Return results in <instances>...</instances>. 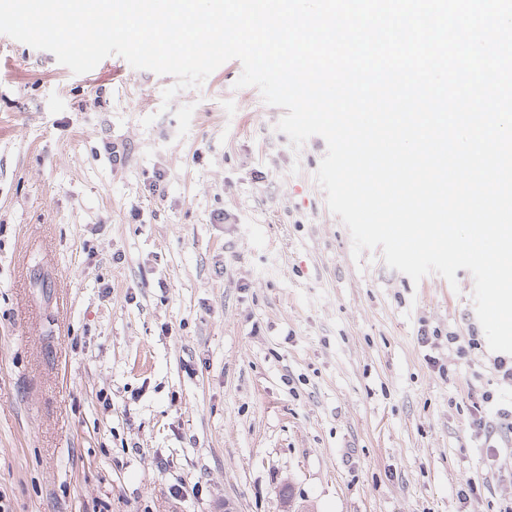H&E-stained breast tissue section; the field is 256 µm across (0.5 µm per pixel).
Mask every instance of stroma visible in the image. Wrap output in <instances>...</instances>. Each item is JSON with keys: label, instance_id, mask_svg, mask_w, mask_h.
I'll list each match as a JSON object with an SVG mask.
<instances>
[{"label": "stroma", "instance_id": "stroma-1", "mask_svg": "<svg viewBox=\"0 0 512 512\" xmlns=\"http://www.w3.org/2000/svg\"><path fill=\"white\" fill-rule=\"evenodd\" d=\"M241 72L228 61L166 106L172 76L117 55L76 75L0 34V500L497 512L512 450L488 458L468 428L495 354L444 376L425 359L479 330L472 275L415 283L381 250L354 260L314 179L324 139L293 150Z\"/></svg>", "mask_w": 512, "mask_h": 512}]
</instances>
